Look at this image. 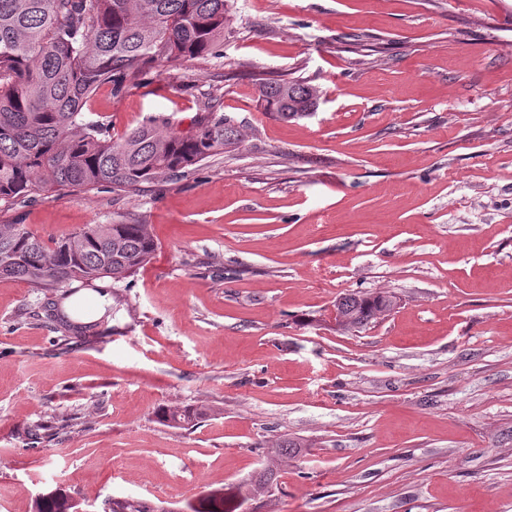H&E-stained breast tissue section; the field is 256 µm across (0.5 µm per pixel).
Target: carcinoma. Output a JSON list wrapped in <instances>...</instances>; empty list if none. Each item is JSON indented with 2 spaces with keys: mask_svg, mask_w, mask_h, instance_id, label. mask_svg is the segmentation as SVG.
Masks as SVG:
<instances>
[{
  "mask_svg": "<svg viewBox=\"0 0 512 512\" xmlns=\"http://www.w3.org/2000/svg\"><path fill=\"white\" fill-rule=\"evenodd\" d=\"M230 0H0V200L45 187L112 189L132 193L144 183L189 171L235 149L246 126L209 101L196 114V132L184 135L161 115L114 138L84 119L82 109L103 85L123 92L168 60L218 57ZM265 113L303 117L317 105V88L298 80L261 78ZM156 244L147 224H93L48 246L21 224L0 225V278L69 296L73 281L124 279L152 259ZM396 297L354 292L336 300L342 330L362 329L389 314ZM304 444L273 445L275 459L295 456ZM278 468L265 467L241 483L236 496L259 500ZM224 489L211 490L190 512H234ZM35 512H75L58 492L43 494ZM111 512H168L145 499L114 500Z\"/></svg>",
  "mask_w": 512,
  "mask_h": 512,
  "instance_id": "1",
  "label": "carcinoma"
}]
</instances>
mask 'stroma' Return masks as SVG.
<instances>
[{
	"label": "stroma",
	"instance_id": "stroma-1",
	"mask_svg": "<svg viewBox=\"0 0 512 512\" xmlns=\"http://www.w3.org/2000/svg\"><path fill=\"white\" fill-rule=\"evenodd\" d=\"M260 77L317 87V110L271 118ZM210 98L248 137L189 174L0 201L45 239L156 243L99 338L0 279V512L55 489L178 508L282 438L305 447L262 512H512V0H234L220 57L102 86L84 115L186 129ZM356 291L399 304L338 332Z\"/></svg>",
	"mask_w": 512,
	"mask_h": 512
}]
</instances>
